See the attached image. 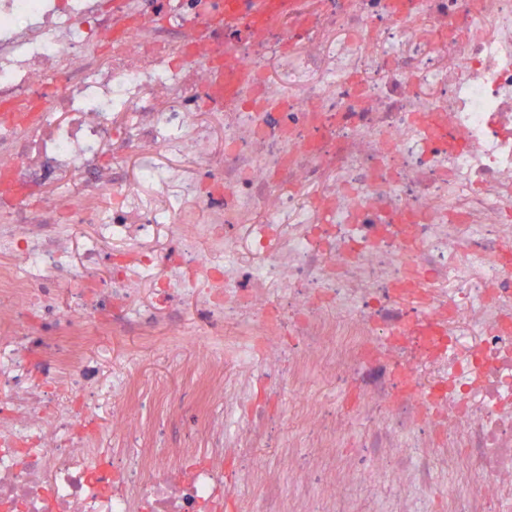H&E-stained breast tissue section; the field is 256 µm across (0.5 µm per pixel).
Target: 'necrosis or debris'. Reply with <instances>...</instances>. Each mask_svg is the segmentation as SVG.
Returning <instances> with one entry per match:
<instances>
[{
	"label": "necrosis or debris",
	"instance_id": "4bbe7bcc",
	"mask_svg": "<svg viewBox=\"0 0 512 512\" xmlns=\"http://www.w3.org/2000/svg\"><path fill=\"white\" fill-rule=\"evenodd\" d=\"M68 224L95 228L81 258ZM0 253V512H244L231 488L266 469L269 404L315 369L347 397L296 415L331 479L297 475L288 501L269 477L261 512H512V0H271L258 19L249 0H0ZM160 313L223 340L245 424L231 440L210 416L205 456L117 467L85 445L99 368L59 341ZM354 418L394 462L378 506L373 470L336 456Z\"/></svg>",
	"mask_w": 512,
	"mask_h": 512
}]
</instances>
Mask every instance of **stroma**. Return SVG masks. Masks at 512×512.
Instances as JSON below:
<instances>
[{
	"label": "stroma",
	"instance_id": "1",
	"mask_svg": "<svg viewBox=\"0 0 512 512\" xmlns=\"http://www.w3.org/2000/svg\"><path fill=\"white\" fill-rule=\"evenodd\" d=\"M169 341L162 317L147 335L114 336L101 331L74 337L75 354L98 362L104 381H111L116 372L124 375L126 391L119 404L142 431L134 448L112 433V406L107 403L100 411L97 432L88 438L90 447L109 446L118 454L133 451L145 458L171 448L195 452L209 445L203 428L207 411L223 415L228 438L236 437L241 420L236 414H225L224 401L239 386L223 382V368L203 365L202 355L212 350V343L188 337L174 351Z\"/></svg>",
	"mask_w": 512,
	"mask_h": 512
}]
</instances>
